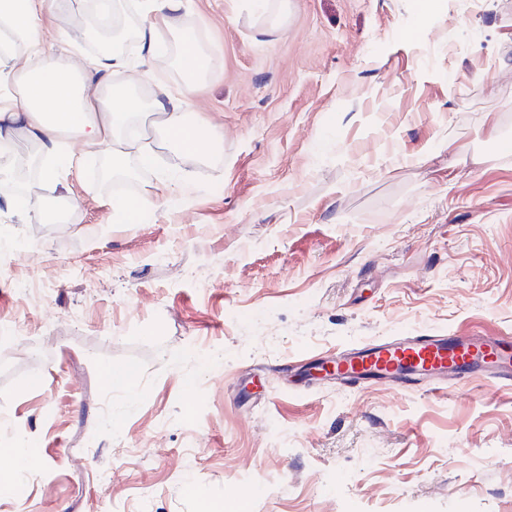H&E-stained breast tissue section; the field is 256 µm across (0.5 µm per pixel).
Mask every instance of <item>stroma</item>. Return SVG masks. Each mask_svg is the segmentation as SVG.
Segmentation results:
<instances>
[{
  "mask_svg": "<svg viewBox=\"0 0 512 512\" xmlns=\"http://www.w3.org/2000/svg\"><path fill=\"white\" fill-rule=\"evenodd\" d=\"M45 63L95 26L50 0ZM223 61L191 95L219 136L137 152L123 224L86 156L7 207L0 172V512H512V386L273 376L417 333L512 336V0H186ZM39 248L31 262L27 241ZM128 370L108 383L104 368Z\"/></svg>",
  "mask_w": 512,
  "mask_h": 512,
  "instance_id": "35a3bbf8",
  "label": "stroma"
}]
</instances>
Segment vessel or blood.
Listing matches in <instances>:
<instances>
[{
  "instance_id": "obj_1",
  "label": "vessel or blood",
  "mask_w": 512,
  "mask_h": 512,
  "mask_svg": "<svg viewBox=\"0 0 512 512\" xmlns=\"http://www.w3.org/2000/svg\"><path fill=\"white\" fill-rule=\"evenodd\" d=\"M330 373L349 384L377 375L394 384L481 377L489 385L512 383V344L482 336L420 333L338 353Z\"/></svg>"
}]
</instances>
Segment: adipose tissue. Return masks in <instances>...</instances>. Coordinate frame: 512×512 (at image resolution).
Segmentation results:
<instances>
[{"mask_svg":"<svg viewBox=\"0 0 512 512\" xmlns=\"http://www.w3.org/2000/svg\"><path fill=\"white\" fill-rule=\"evenodd\" d=\"M184 2L151 0L152 18L134 33L141 59L149 64L142 70L118 51L87 55L77 64L44 66L38 32L46 0H0V36L16 40L25 51L9 72L17 87L16 101L10 107L0 106V165L17 167L12 149L18 138L26 136L53 159L43 175L45 181H55L58 169L77 163L66 147L67 138L74 135L85 147L105 152L112 171L121 174L131 147L125 130L144 120L185 161H199L201 145L213 137V130L188 119V103L174 98L165 83L154 81L152 71L157 63L174 65L185 91L193 94L221 64L190 29L180 26ZM121 70L130 72L133 85L153 82L148 97L113 87L111 77Z\"/></svg>","mask_w":512,"mask_h":512,"instance_id":"obj_1","label":"adipose tissue"}]
</instances>
